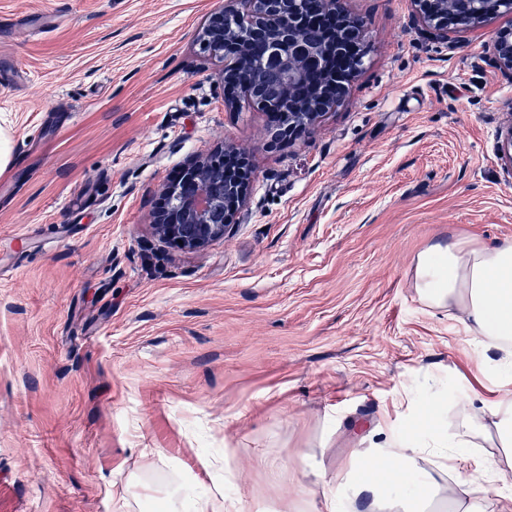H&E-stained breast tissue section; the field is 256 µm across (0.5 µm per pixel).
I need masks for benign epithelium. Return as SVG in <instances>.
<instances>
[{
    "label": "benign epithelium",
    "mask_w": 512,
    "mask_h": 512,
    "mask_svg": "<svg viewBox=\"0 0 512 512\" xmlns=\"http://www.w3.org/2000/svg\"><path fill=\"white\" fill-rule=\"evenodd\" d=\"M201 30L204 48L214 57L231 59L236 75L224 83L233 106L245 100L268 113L267 136L275 142L316 128L342 100L345 87L306 93L318 73L333 76L335 64L349 60L363 21L348 15L341 0H318L307 12L302 0H226ZM414 25L448 41L450 28H474L492 11L512 9V0H412ZM495 64L512 77V28L500 33ZM273 73L277 93L259 97L262 79ZM504 169L512 175V103L503 113L498 148ZM247 154L220 150L201 155L163 187L153 219L158 236L180 251L201 250L224 237L248 194Z\"/></svg>",
    "instance_id": "obj_1"
}]
</instances>
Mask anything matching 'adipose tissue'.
Masks as SVG:
<instances>
[{
	"label": "adipose tissue",
	"mask_w": 512,
	"mask_h": 512,
	"mask_svg": "<svg viewBox=\"0 0 512 512\" xmlns=\"http://www.w3.org/2000/svg\"><path fill=\"white\" fill-rule=\"evenodd\" d=\"M414 286L429 308L458 312L467 331L497 351L493 365L499 377L512 384V243L433 245L416 258ZM452 409L457 420L449 430L445 423ZM422 412L429 419L425 437L378 427L374 433L379 440L371 448H351L353 478L328 487L327 512H337L347 493L386 505L388 512H419L424 501L436 497L449 512H487L492 503L497 512H512L511 492L498 489L490 494L476 486L484 474L512 470V397L491 402L478 394L452 393L429 401ZM481 441L492 445V453H476ZM424 457L430 469L418 467ZM229 466L226 458L205 459L213 478L202 494L190 498L178 490L159 496L147 489L132 501L118 498L117 512H146L150 507L156 512H241L239 498L224 492ZM439 472L447 475V487H439Z\"/></svg>",
	"instance_id": "ef3b65f1"
}]
</instances>
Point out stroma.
Here are the masks:
<instances>
[{"label":"stroma","mask_w":512,"mask_h":512,"mask_svg":"<svg viewBox=\"0 0 512 512\" xmlns=\"http://www.w3.org/2000/svg\"><path fill=\"white\" fill-rule=\"evenodd\" d=\"M221 5L0 0V512H114L155 448L157 493L226 451L241 512H324L359 431L421 435L427 399L501 395L413 278L429 246L512 242L492 59L512 12L443 42L412 0H342L363 61L318 128L272 144L198 43ZM223 144L249 156L247 201L174 250L160 190Z\"/></svg>","instance_id":"1"}]
</instances>
